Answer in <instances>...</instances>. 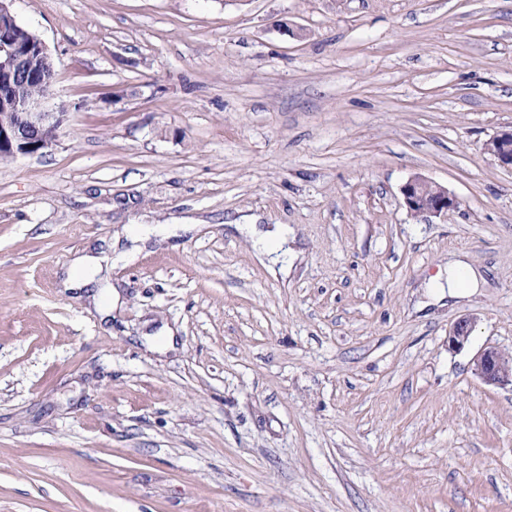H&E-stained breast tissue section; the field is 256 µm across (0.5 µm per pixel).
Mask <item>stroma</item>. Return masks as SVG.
<instances>
[{"label":"stroma","instance_id":"1","mask_svg":"<svg viewBox=\"0 0 512 512\" xmlns=\"http://www.w3.org/2000/svg\"><path fill=\"white\" fill-rule=\"evenodd\" d=\"M10 9L67 120L0 161V512H512V388L472 372L512 352V0ZM139 230L101 322L63 273ZM493 139L496 141L498 149L495 151V142H488L487 149L489 153L494 152V157L499 164L512 170V127L508 130H502L497 133ZM430 185L428 192L426 187ZM403 202L412 215L427 214L434 217H448V212L456 210L459 206V200L456 196L448 192V189L434 182L423 178H413L407 181L402 189ZM431 193V194H430Z\"/></svg>","mask_w":512,"mask_h":512}]
</instances>
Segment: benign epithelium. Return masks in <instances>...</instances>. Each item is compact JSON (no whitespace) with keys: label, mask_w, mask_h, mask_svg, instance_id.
I'll return each mask as SVG.
<instances>
[{"label":"benign epithelium","mask_w":512,"mask_h":512,"mask_svg":"<svg viewBox=\"0 0 512 512\" xmlns=\"http://www.w3.org/2000/svg\"><path fill=\"white\" fill-rule=\"evenodd\" d=\"M22 27L10 10L8 0H0V108L12 112L15 120L0 123V155L12 158L41 153L51 148L55 140L43 135L52 127L59 128L66 120L63 112H47L44 102L49 93L35 95L29 91L30 83L37 75L29 67L33 57L49 58L44 42L36 35H29L26 45H21L18 33ZM498 149L494 157L499 164L512 170V128L502 130L494 136ZM431 181L413 178L402 189L403 202L413 215L427 214L446 217L458 208L459 200L439 185L437 191L428 193ZM472 319H462L452 328L448 346L462 350L470 342ZM473 371L486 385L493 387L512 386V353L496 347L479 351L472 361Z\"/></svg>","instance_id":"7a95c632"}]
</instances>
